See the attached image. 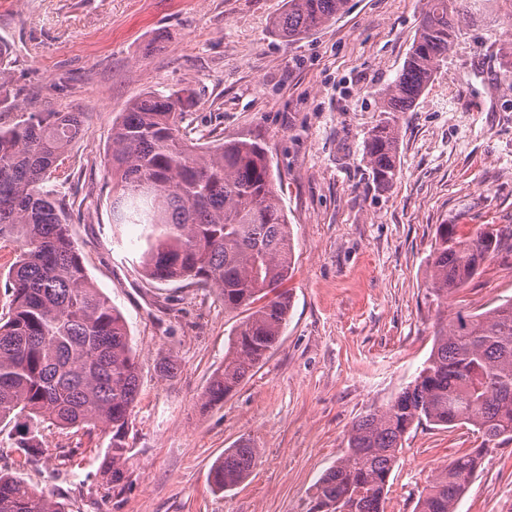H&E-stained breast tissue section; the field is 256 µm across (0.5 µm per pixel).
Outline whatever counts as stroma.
Here are the masks:
<instances>
[{
	"mask_svg": "<svg viewBox=\"0 0 512 512\" xmlns=\"http://www.w3.org/2000/svg\"><path fill=\"white\" fill-rule=\"evenodd\" d=\"M285 0H0L15 104L83 112L62 187L88 277L124 316L139 366L128 436L130 484L100 472L109 435L49 426L24 466L0 424V469L52 485L69 512H309L314 485L344 455L352 424L384 409L431 354L438 322L512 297V238L447 301L431 292L440 224L512 229V71L502 50L512 0L464 17L460 35L406 112H384L426 0H349L345 12L288 44L271 23ZM195 92L191 137L255 139L272 160L292 228L288 321L277 345L224 402L201 403L238 324L218 290L158 282L139 264L137 224L111 216L104 163L112 122L150 89ZM398 128L396 181L377 187L363 146ZM173 363L176 378L160 367ZM248 441L256 467L234 490L210 488L212 464ZM467 427L422 426L403 441L386 512H415L435 472L478 447ZM77 448L73 460L60 448ZM456 512H512V441L489 447Z\"/></svg>",
	"mask_w": 512,
	"mask_h": 512,
	"instance_id": "35a3bbf8",
	"label": "stroma"
}]
</instances>
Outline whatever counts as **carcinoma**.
I'll use <instances>...</instances> for the list:
<instances>
[{
  "label": "carcinoma",
  "instance_id": "obj_1",
  "mask_svg": "<svg viewBox=\"0 0 512 512\" xmlns=\"http://www.w3.org/2000/svg\"><path fill=\"white\" fill-rule=\"evenodd\" d=\"M479 0H426L402 73L383 107L406 112L452 49L459 24ZM272 21L286 43L341 16L348 0H285ZM9 52L0 42V103L11 95ZM194 106L187 89L149 90L112 124L106 163L114 224L145 226L141 265L155 281L215 287L224 309L244 314L229 334L224 366L211 377L205 407L224 402L278 343L291 307L284 288L293 265L292 231L267 150L250 140L200 145L186 135ZM85 131L83 112H37L0 125V240L19 244L8 272L11 303L0 320V422L16 419V448L34 462L44 425L110 435L100 471L112 490L128 486L129 426L138 394L136 354L122 313L88 278L63 206L60 177L69 147ZM398 130L376 126L364 144L374 182L397 176ZM503 231L485 224L459 233L436 228L431 288L448 298L480 274ZM466 425L481 444L438 470L416 512H455L481 465L483 450L512 441V299L479 313L458 312L435 332L415 379L382 410L358 418L343 458L315 484L310 512H385L388 481L404 436L421 425ZM258 450L240 442L210 471L226 492L251 474ZM0 512H67L53 492L0 470Z\"/></svg>",
  "mask_w": 512,
  "mask_h": 512
}]
</instances>
